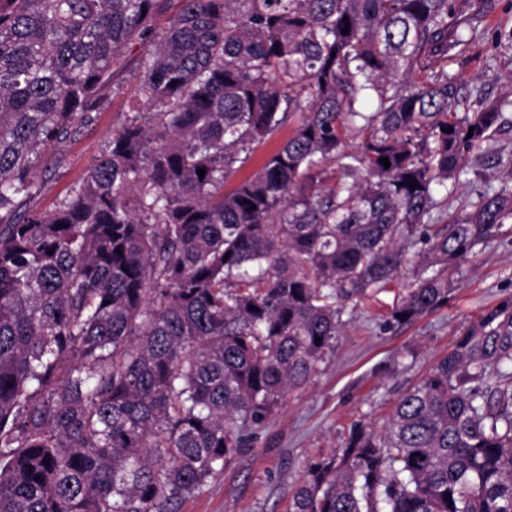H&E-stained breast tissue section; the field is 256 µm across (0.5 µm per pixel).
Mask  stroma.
Returning a JSON list of instances; mask_svg holds the SVG:
<instances>
[{"label":"stroma","mask_w":512,"mask_h":512,"mask_svg":"<svg viewBox=\"0 0 512 512\" xmlns=\"http://www.w3.org/2000/svg\"><path fill=\"white\" fill-rule=\"evenodd\" d=\"M485 33L468 58L447 63L449 74L464 82L471 110L504 102L501 126L490 146L468 158L466 174L451 188V210H461L488 180L499 177L512 160V5L494 0ZM150 43L138 42L124 52L100 92L92 122L47 151L37 170L41 185L30 206L52 211L92 161L112 141L116 130L135 114L140 61ZM446 304L403 325L386 320L401 283L361 300L344 313L345 327L319 372L303 388L288 392L257 429L250 448L236 455L223 473L201 492L183 501L180 512H290L292 496L311 460L344 448L354 424L382 430L407 384L452 348L457 336L500 301L512 298V245L496 240L455 275Z\"/></svg>","instance_id":"35a3bbf8"}]
</instances>
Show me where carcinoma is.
Segmentation results:
<instances>
[{
	"label": "carcinoma",
	"mask_w": 512,
	"mask_h": 512,
	"mask_svg": "<svg viewBox=\"0 0 512 512\" xmlns=\"http://www.w3.org/2000/svg\"><path fill=\"white\" fill-rule=\"evenodd\" d=\"M162 2L0 0V512H179L317 374L349 304L408 270L389 320L425 315L512 223L511 167L468 210L434 195L501 117H458L446 70L493 4L183 0L158 33ZM135 42L144 111L30 209ZM291 512H512V299L382 432L309 463ZM287 137L288 129L285 128L275 139L260 148L254 154L249 164L224 184V192L230 191L240 180L254 173L262 165L265 158L272 151H274Z\"/></svg>",
	"instance_id": "cac0c4a2"
}]
</instances>
